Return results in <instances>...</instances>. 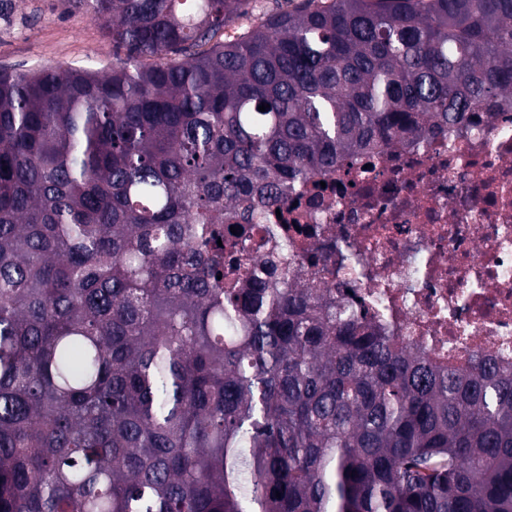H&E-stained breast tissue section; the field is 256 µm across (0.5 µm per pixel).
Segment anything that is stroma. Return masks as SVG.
I'll return each instance as SVG.
<instances>
[{"mask_svg":"<svg viewBox=\"0 0 512 512\" xmlns=\"http://www.w3.org/2000/svg\"><path fill=\"white\" fill-rule=\"evenodd\" d=\"M113 58L100 21L66 0H0V71L63 65L102 73Z\"/></svg>","mask_w":512,"mask_h":512,"instance_id":"35a3bbf8","label":"stroma"}]
</instances>
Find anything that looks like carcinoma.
I'll return each instance as SVG.
<instances>
[{
	"label": "carcinoma",
	"instance_id": "cac0c4a2",
	"mask_svg": "<svg viewBox=\"0 0 512 512\" xmlns=\"http://www.w3.org/2000/svg\"><path fill=\"white\" fill-rule=\"evenodd\" d=\"M66 2L117 55L0 71V512H512V371L435 368L285 255L226 271L214 228L512 99V0L232 40L250 0Z\"/></svg>",
	"mask_w": 512,
	"mask_h": 512
}]
</instances>
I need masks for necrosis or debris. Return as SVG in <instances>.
Wrapping results in <instances>:
<instances>
[{"label":"necrosis or debris","mask_w":512,"mask_h":512,"mask_svg":"<svg viewBox=\"0 0 512 512\" xmlns=\"http://www.w3.org/2000/svg\"><path fill=\"white\" fill-rule=\"evenodd\" d=\"M288 198V219L248 225L237 254L295 255L303 285L433 363L512 367V104L448 134L378 142Z\"/></svg>","instance_id":"4bbe7bcc"}]
</instances>
